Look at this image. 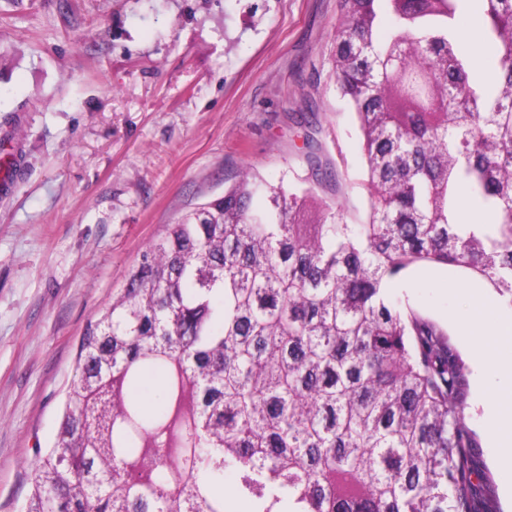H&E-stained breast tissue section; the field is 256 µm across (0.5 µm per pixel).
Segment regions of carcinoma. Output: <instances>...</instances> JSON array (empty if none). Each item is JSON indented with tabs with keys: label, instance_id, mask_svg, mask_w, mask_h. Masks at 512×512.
I'll use <instances>...</instances> for the list:
<instances>
[{
	"label": "carcinoma",
	"instance_id": "1",
	"mask_svg": "<svg viewBox=\"0 0 512 512\" xmlns=\"http://www.w3.org/2000/svg\"><path fill=\"white\" fill-rule=\"evenodd\" d=\"M475 1L493 89L455 39ZM332 76L363 211L308 136L297 182L244 172L166 225L82 337L23 512H228L227 472L249 512H483L464 364L385 283L453 266L512 304V0H339ZM461 191L494 221L457 224Z\"/></svg>",
	"mask_w": 512,
	"mask_h": 512
}]
</instances>
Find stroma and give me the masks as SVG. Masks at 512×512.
Wrapping results in <instances>:
<instances>
[{
    "label": "stroma",
    "instance_id": "1",
    "mask_svg": "<svg viewBox=\"0 0 512 512\" xmlns=\"http://www.w3.org/2000/svg\"><path fill=\"white\" fill-rule=\"evenodd\" d=\"M338 0H0V142L22 163L0 191V512H22L50 447L81 338L164 225L244 171L305 175L304 135L363 209L364 162L336 94ZM390 291L445 329L462 300L444 266ZM487 503L512 469L490 463L487 404L465 366Z\"/></svg>",
    "mask_w": 512,
    "mask_h": 512
}]
</instances>
